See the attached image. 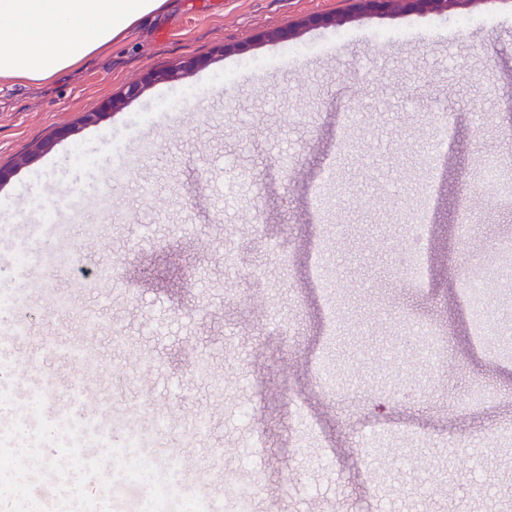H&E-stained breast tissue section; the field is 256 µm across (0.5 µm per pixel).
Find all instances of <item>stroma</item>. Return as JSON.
Listing matches in <instances>:
<instances>
[{"mask_svg": "<svg viewBox=\"0 0 512 512\" xmlns=\"http://www.w3.org/2000/svg\"><path fill=\"white\" fill-rule=\"evenodd\" d=\"M349 6L179 0L71 77L0 87V166L12 170L0 183V287L26 297L29 326L0 341L12 395L0 428L36 391L59 413L81 387V413L140 435L154 479L176 482L169 512L184 499L225 512L229 485L254 488L251 512H512V447L498 444L512 428V364L487 360L461 291L482 269L512 321V282L493 278L512 202L481 176L486 160L512 158V0L445 16L352 18ZM310 14L344 23L272 39ZM164 70L173 78L145 83ZM139 81L141 96L123 99ZM87 112L100 122L84 124ZM441 112L450 132L431 169ZM145 131L152 154L107 201L84 199ZM65 203L67 236L47 265L40 216ZM417 222L418 282L390 241L393 225ZM56 291L71 295L69 313L53 309ZM404 315L445 346L423 382L411 338L390 326ZM49 340L84 343L89 358L70 363ZM349 364L333 396L320 372ZM85 454L101 473L40 448L17 483L45 505L91 489L110 512H144L148 485L111 449ZM461 455L469 467L449 470Z\"/></svg>", "mask_w": 512, "mask_h": 512, "instance_id": "35a3bbf8", "label": "stroma"}]
</instances>
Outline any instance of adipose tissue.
Here are the masks:
<instances>
[{"label":"adipose tissue","mask_w":512,"mask_h":512,"mask_svg":"<svg viewBox=\"0 0 512 512\" xmlns=\"http://www.w3.org/2000/svg\"><path fill=\"white\" fill-rule=\"evenodd\" d=\"M172 6L173 0H0V83L44 87Z\"/></svg>","instance_id":"adipose-tissue-1"}]
</instances>
